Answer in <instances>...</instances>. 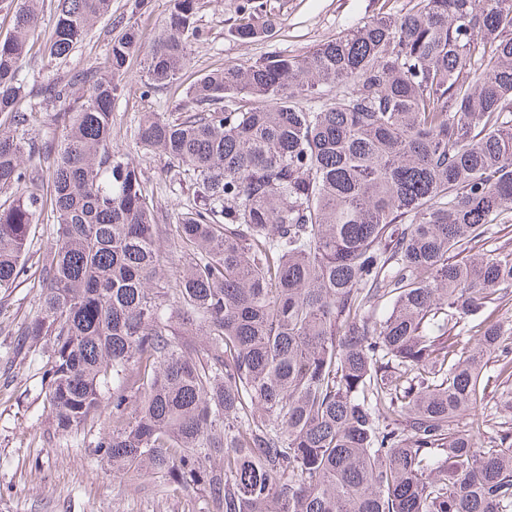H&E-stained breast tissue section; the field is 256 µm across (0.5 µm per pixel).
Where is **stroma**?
I'll list each match as a JSON object with an SVG mask.
<instances>
[{"mask_svg":"<svg viewBox=\"0 0 512 512\" xmlns=\"http://www.w3.org/2000/svg\"><path fill=\"white\" fill-rule=\"evenodd\" d=\"M406 0H268L276 26L271 36L251 43L233 38L237 0H199L197 25L205 40L190 41L189 62L177 78L146 89L145 48L165 26L171 0H112L111 17L90 29L67 60H55L44 45L52 28L53 0H43L23 77L27 84L69 78L101 62L112 34L125 27L139 29L143 47L130 58L122 88L112 102V143L124 150L134 146L144 113L169 117L189 111V91L204 74L228 64L248 65L268 54L300 55L375 15L379 8L399 11ZM154 203L176 223L191 197L190 180L166 176V158L135 153ZM53 223L40 218L29 244L25 280L10 295H0V512H187V497L159 482H130L113 474L82 430L58 433L45 401L37 359L38 345L21 341L17 331L39 306V256L53 242Z\"/></svg>","mask_w":512,"mask_h":512,"instance_id":"stroma-1","label":"stroma"}]
</instances>
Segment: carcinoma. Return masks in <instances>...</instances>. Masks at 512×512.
<instances>
[{
    "instance_id": "1",
    "label": "carcinoma",
    "mask_w": 512,
    "mask_h": 512,
    "mask_svg": "<svg viewBox=\"0 0 512 512\" xmlns=\"http://www.w3.org/2000/svg\"><path fill=\"white\" fill-rule=\"evenodd\" d=\"M56 2L45 48L65 59L112 0ZM198 4L173 0L149 85L188 63ZM3 5L0 293L47 215L21 335L44 340L59 432L110 409L95 450L192 493L188 512H512V423L490 436L484 413L491 393L512 410V0H407L303 54L206 74L193 112L144 115L135 151L193 180L173 281L153 196L112 145L138 31L41 85L46 141L22 78L39 0ZM236 13L238 41L273 31L265 0ZM493 224L510 237L486 249ZM172 233L173 232L168 231L160 238L161 246L164 251L163 273L165 278L170 280L176 277L182 264V258H180V255L175 253L173 249Z\"/></svg>"
}]
</instances>
